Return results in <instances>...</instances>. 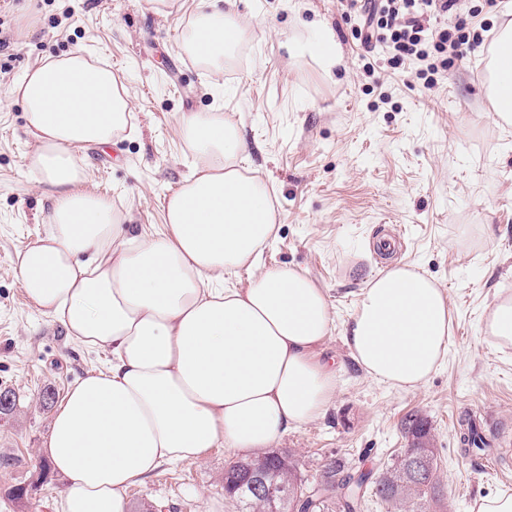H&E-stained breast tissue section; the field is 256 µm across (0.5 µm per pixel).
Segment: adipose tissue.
<instances>
[{
  "mask_svg": "<svg viewBox=\"0 0 512 512\" xmlns=\"http://www.w3.org/2000/svg\"><path fill=\"white\" fill-rule=\"evenodd\" d=\"M243 38L233 12L201 0L180 42L218 72ZM12 94L36 142L28 169L50 203L44 236L18 255L23 290L73 341L110 356L53 416L45 453L68 480L57 512H125L126 492L162 465L209 448H268L321 417L336 392V368L322 357L333 313L306 274L259 270L277 212L265 180L240 169L239 125L182 115L179 133L201 164L169 197L163 231L146 236L81 189L76 148L110 144L131 112L111 68L73 51L23 72ZM485 95L511 123L512 20L500 25ZM242 268L246 286L223 287ZM481 323L511 347L512 294L498 295ZM344 339L368 377L423 385L448 354V295L414 266H388L367 281Z\"/></svg>",
  "mask_w": 512,
  "mask_h": 512,
  "instance_id": "ef3b65f1",
  "label": "adipose tissue"
}]
</instances>
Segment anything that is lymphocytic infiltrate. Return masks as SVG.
Returning a JSON list of instances; mask_svg holds the SVG:
<instances>
[{
	"mask_svg": "<svg viewBox=\"0 0 512 512\" xmlns=\"http://www.w3.org/2000/svg\"><path fill=\"white\" fill-rule=\"evenodd\" d=\"M347 9L361 14L356 37L365 48L382 44L393 61L421 62L419 79L434 86L435 76L447 71L463 50H476L488 41L487 23L477 11L468 18L457 15L458 0H345Z\"/></svg>",
	"mask_w": 512,
	"mask_h": 512,
	"instance_id": "lymphocytic-infiltrate-1",
	"label": "lymphocytic infiltrate"
}]
</instances>
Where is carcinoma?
<instances>
[{
	"label": "carcinoma",
	"mask_w": 512,
	"mask_h": 512,
	"mask_svg": "<svg viewBox=\"0 0 512 512\" xmlns=\"http://www.w3.org/2000/svg\"><path fill=\"white\" fill-rule=\"evenodd\" d=\"M412 419V447L391 461L375 482L376 494L389 503L396 512H425V506L439 497L441 483L437 462V449L433 448L428 420L416 414ZM460 443L466 451L476 454L485 451L490 443L480 433L476 415L463 414L458 420ZM259 468L278 488V496L270 501L254 494L242 480V475L252 468ZM346 465L335 460L321 471L318 502L296 501L293 480L296 463L293 454L268 451L248 455L229 463L224 469V492L239 501L250 512H353L360 493L343 494L342 489L351 481L362 488L368 476L357 477L345 473Z\"/></svg>",
	"instance_id": "obj_1"
}]
</instances>
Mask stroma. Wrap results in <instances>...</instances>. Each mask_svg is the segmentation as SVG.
I'll use <instances>...</instances> for the list:
<instances>
[{"label": "stroma", "mask_w": 512, "mask_h": 512, "mask_svg": "<svg viewBox=\"0 0 512 512\" xmlns=\"http://www.w3.org/2000/svg\"><path fill=\"white\" fill-rule=\"evenodd\" d=\"M200 0H177L161 14L153 0H0V389L15 394L0 413V512H55L67 480L39 476L52 417L70 386L108 357L79 345L26 297L18 254L45 231L46 207L27 157L26 132L12 88L27 69L81 49L112 67L132 117L107 146L76 155L86 186L147 231L160 230L166 199L199 158L179 135L185 112H220L242 129L246 165L276 196L279 229L265 248L267 268L290 267L328 297L335 328L323 347L335 360L336 397L326 413L272 445L291 452L301 478L329 459L374 471L411 439L409 414L432 426L442 496L428 512H470L473 502L512 489V452L474 456L456 435L457 419L477 414L493 441H512V347L481 333L495 295L512 293V125L494 112L483 80L490 53L477 48L434 87L417 63H389L385 46L355 39L360 18L337 0H233L246 29L221 71L187 56L180 32ZM333 35L341 65L324 69L296 43ZM401 236L398 262L416 266L448 294L453 314L444 365L417 388L400 390L364 374L344 340V324L367 281L386 260L385 232ZM237 452L209 448L197 459L161 466L129 490L127 512H241L224 495V470ZM32 487L31 497L12 491Z\"/></svg>", "instance_id": "stroma-1"}]
</instances>
